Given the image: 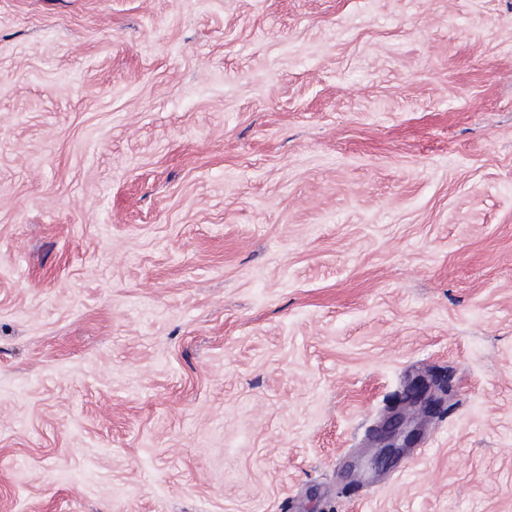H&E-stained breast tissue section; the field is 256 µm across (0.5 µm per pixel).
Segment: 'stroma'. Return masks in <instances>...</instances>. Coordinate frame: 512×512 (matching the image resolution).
Segmentation results:
<instances>
[{
  "label": "stroma",
  "instance_id": "obj_1",
  "mask_svg": "<svg viewBox=\"0 0 512 512\" xmlns=\"http://www.w3.org/2000/svg\"><path fill=\"white\" fill-rule=\"evenodd\" d=\"M0 512H512V0H0ZM402 425L403 424L398 425V423H396V425H394L393 423H389L383 429H381L380 440L382 446L378 447L381 448V453L374 459L373 463L375 465L383 464L386 462L394 450L397 448H404L410 441V431H405L402 429ZM400 441L402 442L399 443Z\"/></svg>",
  "mask_w": 512,
  "mask_h": 512
}]
</instances>
